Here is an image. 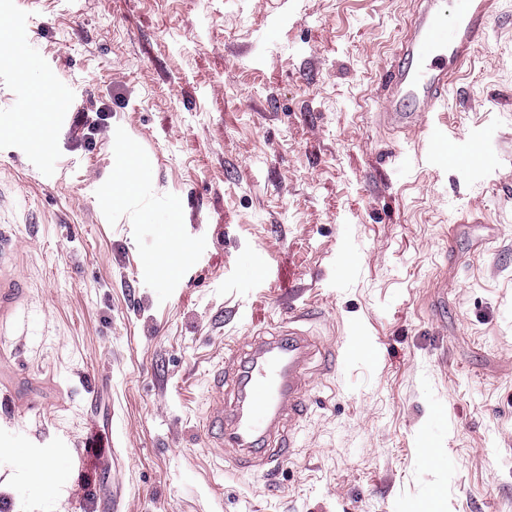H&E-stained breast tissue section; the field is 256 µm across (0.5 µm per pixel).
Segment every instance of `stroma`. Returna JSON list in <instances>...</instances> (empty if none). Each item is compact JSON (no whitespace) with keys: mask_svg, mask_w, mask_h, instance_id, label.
Segmentation results:
<instances>
[{"mask_svg":"<svg viewBox=\"0 0 512 512\" xmlns=\"http://www.w3.org/2000/svg\"><path fill=\"white\" fill-rule=\"evenodd\" d=\"M416 2L0 0V231L25 290L0 441L84 460L59 501L0 458L10 512H512V7L448 88L456 165L407 172L419 134L375 108ZM29 58L57 85L45 133L23 128ZM124 145L145 170L117 207ZM175 214L192 250L162 276ZM291 327L361 351L312 355L293 454L246 467L200 433L208 373Z\"/></svg>","mask_w":512,"mask_h":512,"instance_id":"35a3bbf8","label":"stroma"}]
</instances>
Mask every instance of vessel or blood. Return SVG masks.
<instances>
[{
  "label": "vessel or blood",
  "mask_w": 512,
  "mask_h": 512,
  "mask_svg": "<svg viewBox=\"0 0 512 512\" xmlns=\"http://www.w3.org/2000/svg\"><path fill=\"white\" fill-rule=\"evenodd\" d=\"M398 60L387 69L385 99L379 116L399 129L427 130L431 143L441 133L429 128L428 118L445 101L448 74L479 50L495 12L496 0H419ZM14 263V245L0 233V326L14 319L23 298ZM245 361L213 371L209 380L212 404L205 426L214 445L232 443L277 467L294 446L281 434L285 413L300 414L307 405L312 379L307 362L313 345L304 332L276 333L247 343ZM232 374L239 405L224 412V376Z\"/></svg>",
  "instance_id": "1"
}]
</instances>
